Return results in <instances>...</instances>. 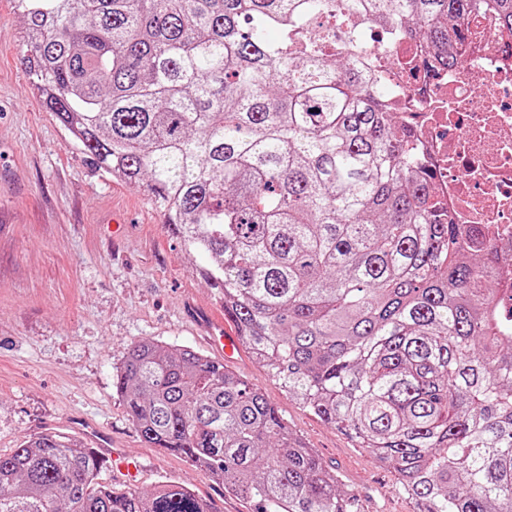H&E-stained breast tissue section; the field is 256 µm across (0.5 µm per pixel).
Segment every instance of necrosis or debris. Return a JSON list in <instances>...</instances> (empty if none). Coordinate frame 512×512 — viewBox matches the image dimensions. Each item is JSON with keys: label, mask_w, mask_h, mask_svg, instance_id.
<instances>
[{"label": "necrosis or debris", "mask_w": 512, "mask_h": 512, "mask_svg": "<svg viewBox=\"0 0 512 512\" xmlns=\"http://www.w3.org/2000/svg\"><path fill=\"white\" fill-rule=\"evenodd\" d=\"M359 24L438 210L462 230L480 228L498 253L500 287L512 288V32L498 30L489 8L474 10L459 65L440 68L397 27Z\"/></svg>", "instance_id": "obj_1"}]
</instances>
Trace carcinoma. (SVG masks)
Wrapping results in <instances>:
<instances>
[{
  "label": "carcinoma",
  "mask_w": 512,
  "mask_h": 512,
  "mask_svg": "<svg viewBox=\"0 0 512 512\" xmlns=\"http://www.w3.org/2000/svg\"><path fill=\"white\" fill-rule=\"evenodd\" d=\"M476 0H16L26 67L90 164L143 184L207 253L224 314L289 397L394 469L417 512H512V293L463 237L363 73L370 16L448 45ZM512 32V0H493ZM115 387L141 438L252 512H352L336 475L261 392L142 339ZM60 431L0 454V512H212L167 480L99 482Z\"/></svg>",
  "instance_id": "obj_1"
}]
</instances>
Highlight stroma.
<instances>
[{
    "instance_id": "obj_1",
    "label": "stroma",
    "mask_w": 512,
    "mask_h": 512,
    "mask_svg": "<svg viewBox=\"0 0 512 512\" xmlns=\"http://www.w3.org/2000/svg\"><path fill=\"white\" fill-rule=\"evenodd\" d=\"M23 31L12 0H0V453L46 430L89 448L104 437L138 461L135 489L173 479L213 512H250L206 471L145 443L113 384L142 338L219 357L210 339L233 324L202 275L208 258L172 232L145 187L92 168L46 111ZM228 367L340 475L359 512H415L395 470L289 398L247 348ZM100 479L131 487L108 466Z\"/></svg>"
}]
</instances>
